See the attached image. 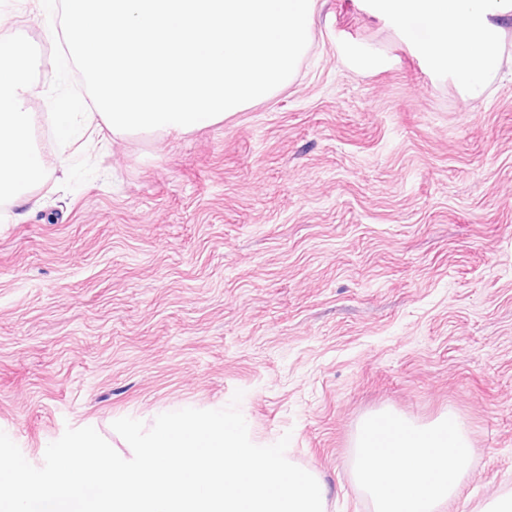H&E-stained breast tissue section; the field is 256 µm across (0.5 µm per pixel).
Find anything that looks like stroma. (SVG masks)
<instances>
[{
    "mask_svg": "<svg viewBox=\"0 0 512 512\" xmlns=\"http://www.w3.org/2000/svg\"><path fill=\"white\" fill-rule=\"evenodd\" d=\"M372 0H319L288 86L185 134L52 146L0 201V431L34 466L66 428L228 405L255 444L372 512L363 418L464 422L444 512L512 489V69L464 102ZM49 109L53 37L0 0V39ZM371 54L357 64L354 53Z\"/></svg>",
    "mask_w": 512,
    "mask_h": 512,
    "instance_id": "obj_1",
    "label": "stroma"
}]
</instances>
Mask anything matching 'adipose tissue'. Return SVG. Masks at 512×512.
<instances>
[{
    "mask_svg": "<svg viewBox=\"0 0 512 512\" xmlns=\"http://www.w3.org/2000/svg\"><path fill=\"white\" fill-rule=\"evenodd\" d=\"M400 30L419 20L422 52L461 87L464 101L480 99L489 74L504 60V19L512 0H376ZM29 62L11 41H0V197L20 200L48 166L32 143L35 115L25 106ZM359 485L374 512H441L468 473L471 445L454 412L416 424L389 412L366 417L353 445Z\"/></svg>",
    "mask_w": 512,
    "mask_h": 512,
    "instance_id": "1",
    "label": "adipose tissue"
}]
</instances>
